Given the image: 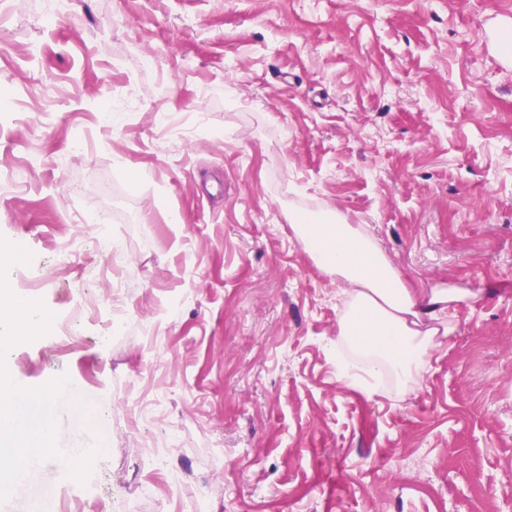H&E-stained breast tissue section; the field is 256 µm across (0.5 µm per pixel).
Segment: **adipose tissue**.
<instances>
[{
    "instance_id": "adipose-tissue-1",
    "label": "adipose tissue",
    "mask_w": 512,
    "mask_h": 512,
    "mask_svg": "<svg viewBox=\"0 0 512 512\" xmlns=\"http://www.w3.org/2000/svg\"><path fill=\"white\" fill-rule=\"evenodd\" d=\"M288 221L317 266L346 288L347 307L338 320V340L351 355L337 357L338 379L369 395L370 381L379 375L389 373L408 383L425 371L432 352L453 331L447 310L454 292L408 287L375 239L354 225L341 220L327 224L293 212ZM45 318L26 296L1 288L0 352L13 344L21 328ZM15 393L11 367L0 359V495L8 496L12 482L38 453L55 459L67 479H81L70 457L53 446L46 397L37 396L36 411L21 420L12 408Z\"/></svg>"
}]
</instances>
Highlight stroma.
I'll list each match as a JSON object with an SVG mask.
<instances>
[{
	"label": "stroma",
	"mask_w": 512,
	"mask_h": 512,
	"mask_svg": "<svg viewBox=\"0 0 512 512\" xmlns=\"http://www.w3.org/2000/svg\"><path fill=\"white\" fill-rule=\"evenodd\" d=\"M509 13L0 0V246L23 261L0 283L49 315L8 353L15 411L45 391L55 446L84 451L82 481L40 457L0 512H512V69L482 35ZM99 207L130 259L119 321L102 253L65 246ZM303 209L462 293L415 383L338 380L344 300L288 222ZM148 402L179 432L173 498L142 462Z\"/></svg>",
	"instance_id": "35a3bbf8"
}]
</instances>
